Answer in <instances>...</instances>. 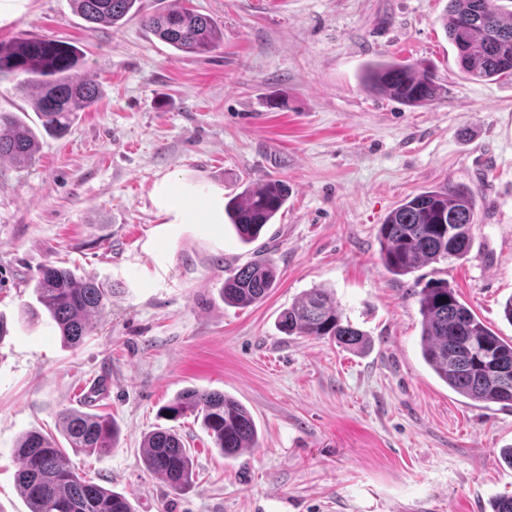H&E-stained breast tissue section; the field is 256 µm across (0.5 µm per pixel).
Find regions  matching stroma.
Masks as SVG:
<instances>
[{
  "mask_svg": "<svg viewBox=\"0 0 512 512\" xmlns=\"http://www.w3.org/2000/svg\"><path fill=\"white\" fill-rule=\"evenodd\" d=\"M212 17L223 49L176 52L138 21L90 28L71 0H28L0 41L58 39L82 52L101 96L26 167L0 160V512H29L15 448L57 434L90 380L91 410L119 438L76 470L134 512H491L512 495V408L450 390L421 357L415 282L447 279L499 336L512 337V81L464 75L440 18L448 0H147ZM431 63L442 90L408 107L368 91L376 61ZM285 180L288 201L257 240L216 223L244 185ZM475 196L460 260L390 273L378 228L416 194ZM173 197L163 203L162 185ZM196 219L176 221L184 206ZM277 266L260 303L225 304V278L256 256ZM48 264L103 283L94 330L76 347L48 316L21 318ZM331 289L368 352L287 336L280 313ZM186 388L234 397L259 445L227 459L193 417L174 421L196 477L172 491L142 463L160 408Z\"/></svg>",
  "mask_w": 512,
  "mask_h": 512,
  "instance_id": "35a3bbf8",
  "label": "stroma"
}]
</instances>
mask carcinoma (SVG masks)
Returning a JSON list of instances; mask_svg holds the SVG:
<instances>
[{"mask_svg": "<svg viewBox=\"0 0 512 512\" xmlns=\"http://www.w3.org/2000/svg\"><path fill=\"white\" fill-rule=\"evenodd\" d=\"M89 23L120 27L136 19L153 36L175 50L207 55L224 46V33L210 17L188 8L149 10L145 0H72ZM441 24L455 51L460 71L475 80L512 79V11L498 0H448ZM80 50L46 38L0 41V76L22 75L43 130L65 135L76 117L99 98L95 82L72 73ZM365 87L410 106L437 98L440 84L423 62L381 61L370 66ZM39 149L34 129L18 117L0 113V159L18 167ZM288 200V185L266 178L246 186L224 206L229 224L243 243L262 228ZM474 192L464 185L428 189L391 211L378 229L380 258L396 276L426 264L466 256L471 246ZM270 258L241 266L224 280V303L248 306L265 299L274 287ZM37 301L54 321L63 343L76 347L93 331V318L104 308V288L92 277L78 278L54 264L44 266L34 285ZM422 315L420 347L426 364L451 390L476 403H512V383L498 372L501 360L512 362V338L497 335L464 303L445 279L418 291ZM279 330L287 336L329 339L347 350L366 345V333L343 319L329 288H312L281 312ZM176 421L190 414L201 420L213 447L226 458L258 447L250 412L221 392L187 388L162 407ZM55 437L29 432L19 440L17 485L30 512H133L126 495L113 492L75 472L67 449L106 454L117 432L112 419L79 409L59 415ZM144 468L181 491L193 482L190 450L173 428L150 432L142 444Z\"/></svg>", "mask_w": 512, "mask_h": 512, "instance_id": "cac0c4a2", "label": "carcinoma"}]
</instances>
